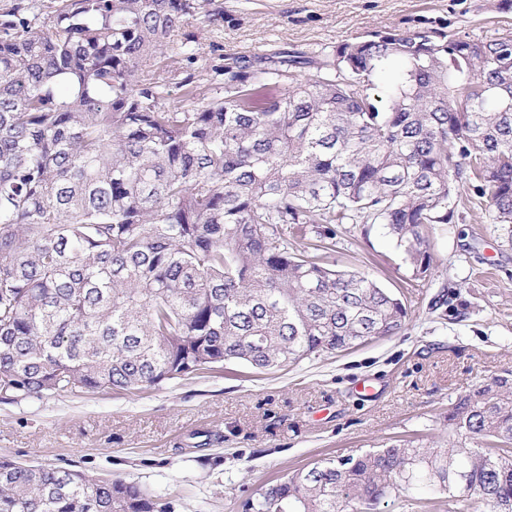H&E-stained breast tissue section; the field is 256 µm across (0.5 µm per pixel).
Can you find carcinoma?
Wrapping results in <instances>:
<instances>
[{
  "label": "carcinoma",
  "mask_w": 512,
  "mask_h": 512,
  "mask_svg": "<svg viewBox=\"0 0 512 512\" xmlns=\"http://www.w3.org/2000/svg\"><path fill=\"white\" fill-rule=\"evenodd\" d=\"M0 12V393L132 391L242 363L297 366L390 336L400 299L301 247L378 224L417 277L455 194L512 234V39L388 32L229 53L195 101L197 0ZM176 85L138 76L165 50ZM446 448L315 461L241 512H512V386L448 410ZM0 512H174L124 479L0 457Z\"/></svg>",
  "instance_id": "cac0c4a2"
}]
</instances>
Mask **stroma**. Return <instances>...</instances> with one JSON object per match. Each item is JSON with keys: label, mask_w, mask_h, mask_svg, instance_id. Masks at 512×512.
<instances>
[{"label": "stroma", "mask_w": 512, "mask_h": 512, "mask_svg": "<svg viewBox=\"0 0 512 512\" xmlns=\"http://www.w3.org/2000/svg\"><path fill=\"white\" fill-rule=\"evenodd\" d=\"M185 27L198 67L226 52L337 46L382 31L512 35V0H205ZM433 225L432 270L415 278L379 227L336 225L329 261L409 309L404 330L256 374L241 364L133 391L0 398V456L123 478L174 512H240L243 499L313 461L396 440L448 443V409L512 374V239L468 192Z\"/></svg>", "instance_id": "obj_1"}]
</instances>
